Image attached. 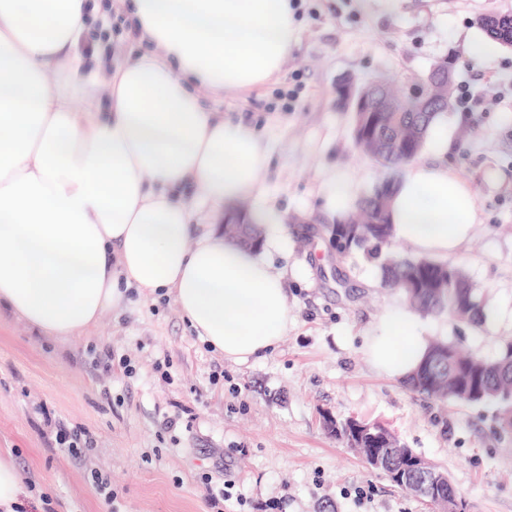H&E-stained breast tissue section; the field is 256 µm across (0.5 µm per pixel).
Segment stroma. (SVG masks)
<instances>
[{
    "label": "stroma",
    "instance_id": "1",
    "mask_svg": "<svg viewBox=\"0 0 512 512\" xmlns=\"http://www.w3.org/2000/svg\"><path fill=\"white\" fill-rule=\"evenodd\" d=\"M78 53L103 83L112 65L147 52L127 0H87ZM295 40L279 74L249 90L198 94L215 115L249 125L269 160L260 224L289 228L273 252L287 270L293 322L262 357L231 362L204 345L171 295L130 289L79 340L50 338L0 309V448L10 449L34 500L55 512H433L371 469L324 426L325 417L378 422L445 471L468 512H512V435L497 406L439 400L373 368L365 336L403 296L380 286L375 260L337 257L322 225L326 182L373 189L384 171L352 144V115L336 105L338 80L425 75L453 57L455 87L471 84L473 111L444 114L443 157L471 186L479 222L454 261L489 302L479 328L423 316L428 338L494 357L512 339V48L476 60L477 20L512 14V0H293ZM127 357L96 369L93 359ZM168 361L166 372L155 362ZM86 430L82 459L54 448L57 424ZM231 499H221L224 485ZM219 502H211V495Z\"/></svg>",
    "mask_w": 512,
    "mask_h": 512
}]
</instances>
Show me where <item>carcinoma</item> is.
I'll return each instance as SVG.
<instances>
[{
	"label": "carcinoma",
	"mask_w": 512,
	"mask_h": 512,
	"mask_svg": "<svg viewBox=\"0 0 512 512\" xmlns=\"http://www.w3.org/2000/svg\"><path fill=\"white\" fill-rule=\"evenodd\" d=\"M478 25L497 43L512 47L511 14L484 15ZM356 96L366 99L376 123L366 135L368 113H353V142L378 160L385 176L352 210L332 217L326 225L336 253L345 256L360 251L378 261L380 286L400 291L421 313L484 324L486 303L478 298L477 288L460 265L426 255L400 259L389 252L394 238L389 215L394 174L420 156L432 122L454 108L451 85L439 84L427 73L408 90L394 80L380 79L356 89ZM237 217L239 223L224 225L225 234L246 246L260 247L263 237L256 217L246 210L238 211ZM406 383L434 398L494 401L501 432L512 434V340L502 344L492 359L464 355L453 341L434 340Z\"/></svg>",
	"instance_id": "carcinoma-1"
}]
</instances>
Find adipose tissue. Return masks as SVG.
Wrapping results in <instances>:
<instances>
[{
  "label": "adipose tissue",
  "instance_id": "obj_1",
  "mask_svg": "<svg viewBox=\"0 0 512 512\" xmlns=\"http://www.w3.org/2000/svg\"><path fill=\"white\" fill-rule=\"evenodd\" d=\"M157 52L118 64L108 114L78 108L76 63L85 0H0V307L43 334L78 339L128 288L172 292L198 338L226 360L265 354L288 332L285 273L263 254L191 222L195 185L213 203L264 204L266 144L216 118L195 90L249 89L281 69L295 39L291 0H129ZM405 166L391 197L396 238L454 256L477 223L469 183L440 158ZM429 340L410 309L391 311L365 345L368 362L405 378Z\"/></svg>",
  "mask_w": 512,
  "mask_h": 512
}]
</instances>
